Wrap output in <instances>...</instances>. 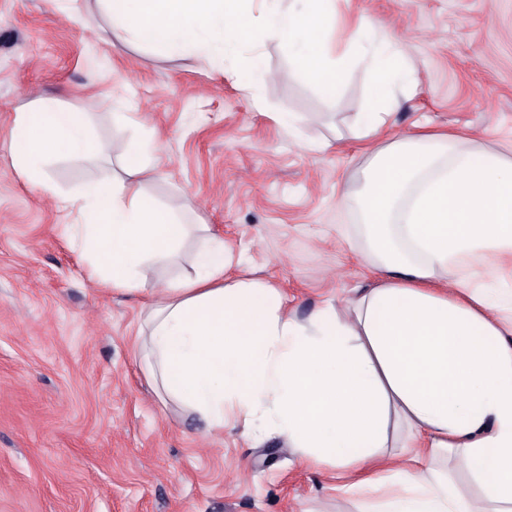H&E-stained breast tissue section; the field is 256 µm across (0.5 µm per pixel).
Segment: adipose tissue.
I'll use <instances>...</instances> for the list:
<instances>
[{
  "label": "adipose tissue",
  "mask_w": 512,
  "mask_h": 512,
  "mask_svg": "<svg viewBox=\"0 0 512 512\" xmlns=\"http://www.w3.org/2000/svg\"><path fill=\"white\" fill-rule=\"evenodd\" d=\"M115 31L168 53L192 49L216 69L259 36L284 40L293 64L324 96L355 74L365 21L347 24L336 0H99ZM362 137L391 121L398 85L413 81L402 51L374 47ZM12 164L43 191L48 153L101 158L83 112L42 99L18 113ZM124 177L61 196L77 223L65 232L87 276L140 296L150 309L136 342L165 397L223 430L232 417L272 427L300 459L350 475L360 512H512V145L473 147L455 132L426 131L376 150L354 207L373 256L372 280L345 307L326 303L308 323L283 294L225 277L222 239L210 238L192 276L148 283L194 225L156 206L141 180L152 167L129 150ZM468 272L446 286L450 267ZM400 455H392V443ZM461 456L480 497L462 493L438 460Z\"/></svg>",
  "instance_id": "adipose-tissue-1"
}]
</instances>
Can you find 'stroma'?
<instances>
[{"instance_id": "obj_1", "label": "stroma", "mask_w": 512, "mask_h": 512, "mask_svg": "<svg viewBox=\"0 0 512 512\" xmlns=\"http://www.w3.org/2000/svg\"><path fill=\"white\" fill-rule=\"evenodd\" d=\"M399 39L415 85L391 135L460 131L475 146L512 140V0H341ZM272 77L240 95L194 51L169 54L112 30L94 0H0V512H358L342 478L302 463L275 433L242 425L205 434L164 401L135 347L139 297L106 295L64 233L74 215L11 166L19 109L44 97L88 113L112 143L102 159L52 157L56 191L120 174L128 147L158 169L145 191L196 225L148 280L191 273L216 236L228 275L279 288L299 321L364 282L367 244L355 209L336 204L367 163L354 118L367 75L325 99L295 73L280 39L264 37ZM135 115L134 122L123 113ZM300 116L298 131L271 120Z\"/></svg>"}]
</instances>
